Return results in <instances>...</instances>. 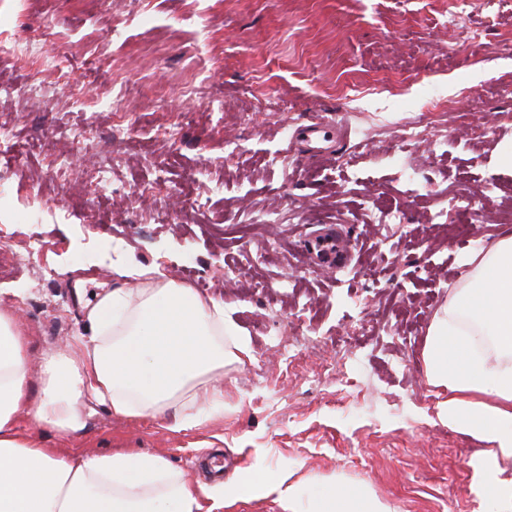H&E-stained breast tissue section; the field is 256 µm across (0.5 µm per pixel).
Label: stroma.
I'll return each instance as SVG.
<instances>
[{"mask_svg":"<svg viewBox=\"0 0 512 512\" xmlns=\"http://www.w3.org/2000/svg\"><path fill=\"white\" fill-rule=\"evenodd\" d=\"M2 39L46 50L0 66L18 153L0 156V298L31 366L79 332L86 294L112 281L90 258L116 249L223 301L253 351L224 377L223 417L172 431L100 410L67 452L157 454L201 484L221 452L228 482L341 475L396 512H479L490 445L438 421L448 393L422 352L462 257L512 204V0H0ZM322 119L349 140L280 133ZM326 224L352 252L336 271L302 248ZM277 339L291 359L272 358Z\"/></svg>","mask_w":512,"mask_h":512,"instance_id":"35a3bbf8","label":"stroma"}]
</instances>
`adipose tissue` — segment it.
Masks as SVG:
<instances>
[{
	"instance_id": "adipose-tissue-1",
	"label": "adipose tissue",
	"mask_w": 512,
	"mask_h": 512,
	"mask_svg": "<svg viewBox=\"0 0 512 512\" xmlns=\"http://www.w3.org/2000/svg\"><path fill=\"white\" fill-rule=\"evenodd\" d=\"M465 264L428 331L425 375L448 391L439 421L496 449L479 479L484 512H512V481L499 466L512 459V227ZM108 265L111 287L85 303L82 331L67 348L42 359L38 392L30 390L28 333L0 310V512H222L242 485L192 482L154 454L73 456L18 432L25 419L66 440L97 406L175 431L223 416L224 369L252 357L223 302L129 256ZM261 488L278 493L283 512H395L371 486L340 478L308 496L284 474Z\"/></svg>"
}]
</instances>
